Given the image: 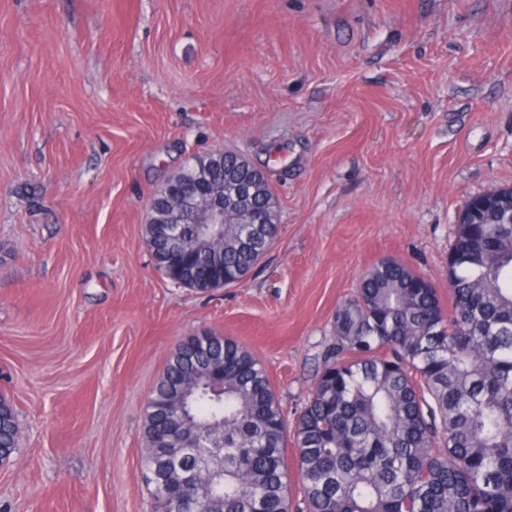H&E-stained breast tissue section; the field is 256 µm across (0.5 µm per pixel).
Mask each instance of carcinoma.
Masks as SVG:
<instances>
[{"label":"carcinoma","mask_w":512,"mask_h":512,"mask_svg":"<svg viewBox=\"0 0 512 512\" xmlns=\"http://www.w3.org/2000/svg\"><path fill=\"white\" fill-rule=\"evenodd\" d=\"M255 174L232 151L199 158L200 166ZM196 170L171 178L184 195ZM505 203L466 215L448 254L450 308L436 288L403 263L383 259L360 278L355 295L336 309V351L348 358L319 372L294 425L305 512H512V190ZM268 223L226 224L210 243L207 263L224 264L228 285L250 272L279 232L277 199L265 184L255 199ZM154 256L166 238L145 226ZM207 268L182 267L184 288L209 290ZM208 350L192 337L171 354L146 406L143 464L170 496L152 495L155 512H182L188 469L173 464L184 446L164 432L175 388L196 381L186 421L224 440V470L194 483L200 505L189 512H282L288 503L284 458L288 426L263 364L237 341L209 335ZM224 355V391L210 390L211 355ZM14 416L0 419V454L17 446Z\"/></svg>","instance_id":"carcinoma-1"}]
</instances>
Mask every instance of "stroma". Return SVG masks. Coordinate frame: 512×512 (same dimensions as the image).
<instances>
[{
  "label": "stroma",
  "instance_id": "1",
  "mask_svg": "<svg viewBox=\"0 0 512 512\" xmlns=\"http://www.w3.org/2000/svg\"><path fill=\"white\" fill-rule=\"evenodd\" d=\"M264 169L276 244L170 282L151 197L198 155ZM512 187V0H0V512H153L145 408L214 333L288 421L337 307L396 259L448 296L467 199ZM199 263H192L182 267L176 274V281L180 287L192 288L197 290H209L217 288L207 282V278L213 280L208 275L207 267H199ZM206 275V276H204Z\"/></svg>",
  "mask_w": 512,
  "mask_h": 512
}]
</instances>
